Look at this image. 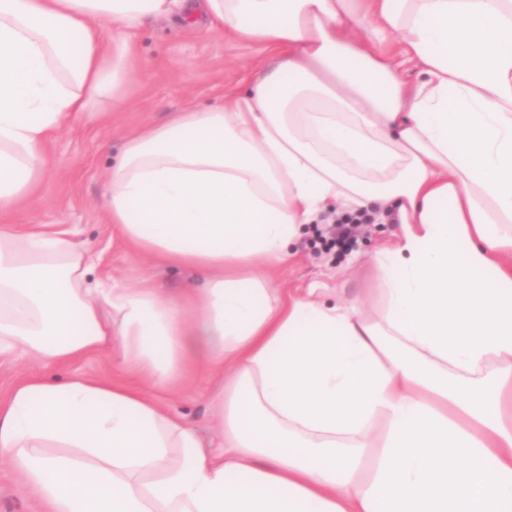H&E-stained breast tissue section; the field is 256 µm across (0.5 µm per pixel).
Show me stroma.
<instances>
[{
  "mask_svg": "<svg viewBox=\"0 0 512 512\" xmlns=\"http://www.w3.org/2000/svg\"><path fill=\"white\" fill-rule=\"evenodd\" d=\"M135 42L141 66L128 77L123 100L116 102L108 95L96 99L87 117L49 139L45 151L54 161L51 171L30 202L0 213V225L23 230L47 224L71 230L74 239L94 256V278L103 286L133 288L149 274L165 297L175 298L185 289L199 286L200 274L156 264L134 249L113 245L106 212L107 172L128 136L145 126L167 122L174 112L223 103L225 93L243 88L257 67L273 66L277 54L180 19L145 21L136 31ZM398 230L395 224H367L354 244L328 250L316 242V225H306L300 253L279 268L278 284L295 289L318 283L335 289L343 298L365 299L366 312L377 314L382 306L381 283L373 257ZM38 371L63 382L75 373L110 375L114 369L106 353L43 369L0 358V397L13 383ZM218 388V380L193 376L175 394L148 385L143 391L183 416L208 443L215 436L210 403ZM0 512H41L20 476L4 463H0Z\"/></svg>",
  "mask_w": 512,
  "mask_h": 512,
  "instance_id": "35a3bbf8",
  "label": "stroma"
}]
</instances>
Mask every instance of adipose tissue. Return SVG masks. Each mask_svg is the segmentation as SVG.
Returning <instances> with one entry per match:
<instances>
[{"label":"adipose tissue","mask_w":512,"mask_h":512,"mask_svg":"<svg viewBox=\"0 0 512 512\" xmlns=\"http://www.w3.org/2000/svg\"><path fill=\"white\" fill-rule=\"evenodd\" d=\"M199 16L281 56L129 136L107 219L204 286L93 288L69 231L1 225L0 356L218 378L217 438L122 381L31 374L0 398V461L45 512H512V0H0V212L121 98L146 19ZM371 207L401 226L379 318L277 286L303 225Z\"/></svg>","instance_id":"adipose-tissue-1"}]
</instances>
